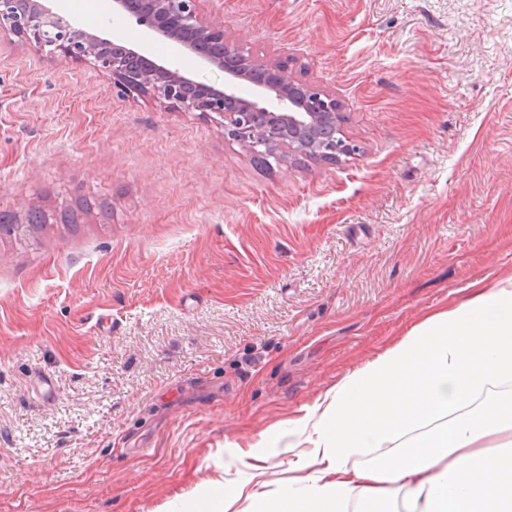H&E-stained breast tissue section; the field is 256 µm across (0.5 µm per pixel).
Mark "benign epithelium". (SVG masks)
<instances>
[{"instance_id":"obj_1","label":"benign epithelium","mask_w":512,"mask_h":512,"mask_svg":"<svg viewBox=\"0 0 512 512\" xmlns=\"http://www.w3.org/2000/svg\"><path fill=\"white\" fill-rule=\"evenodd\" d=\"M112 8L134 10L149 38L175 41L202 63L223 71L228 76L224 88L158 64L139 46L128 48L86 33L76 20L58 13L57 0H0V29L72 60H90L126 91L145 92L188 111L215 114L222 119L225 134L255 154L269 150L273 135L274 159H280L282 148L303 153L318 143L319 132L336 128V98L314 84L292 79L286 63L258 57L228 40L223 24L202 18L196 0H112ZM239 81L254 86L260 99L237 96Z\"/></svg>"}]
</instances>
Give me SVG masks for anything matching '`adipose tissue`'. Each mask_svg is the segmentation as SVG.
<instances>
[{
	"label": "adipose tissue",
	"mask_w": 512,
	"mask_h": 512,
	"mask_svg": "<svg viewBox=\"0 0 512 512\" xmlns=\"http://www.w3.org/2000/svg\"><path fill=\"white\" fill-rule=\"evenodd\" d=\"M289 425L288 479L251 512H512V279L470 283Z\"/></svg>",
	"instance_id": "1"
}]
</instances>
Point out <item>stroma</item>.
<instances>
[{
	"label": "stroma",
	"instance_id": "obj_1",
	"mask_svg": "<svg viewBox=\"0 0 512 512\" xmlns=\"http://www.w3.org/2000/svg\"><path fill=\"white\" fill-rule=\"evenodd\" d=\"M197 8L333 94L357 150L260 168L218 116L0 30V211L46 219L0 239V512L276 494L289 418L470 282L512 278V0ZM149 56L224 86L172 41Z\"/></svg>",
	"mask_w": 512,
	"mask_h": 512
}]
</instances>
